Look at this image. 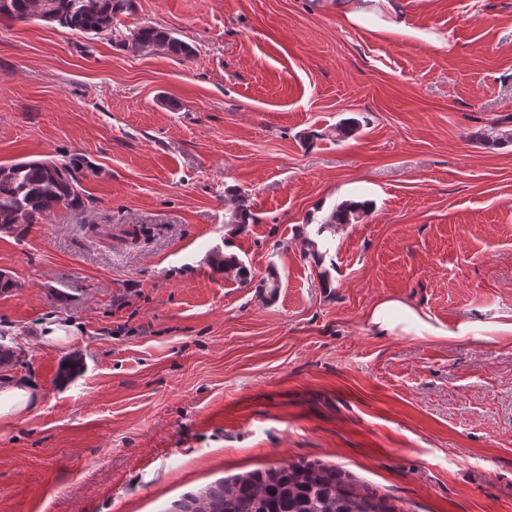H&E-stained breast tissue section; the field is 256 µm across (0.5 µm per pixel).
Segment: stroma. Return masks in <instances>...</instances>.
I'll return each instance as SVG.
<instances>
[{
	"label": "stroma",
	"instance_id": "stroma-1",
	"mask_svg": "<svg viewBox=\"0 0 512 512\" xmlns=\"http://www.w3.org/2000/svg\"><path fill=\"white\" fill-rule=\"evenodd\" d=\"M392 2L406 31L336 0H138L124 26L187 61L0 20V163L80 159L93 200L0 233L8 374L40 392L0 428V512H170L291 460L402 512H512V145L474 139L512 115V0ZM228 188L256 218L240 234ZM346 199L373 209L315 263ZM384 300L437 335L380 334ZM51 321L67 341H40ZM211 262L218 271L224 273L225 280L232 281L241 286L249 284L252 280L251 269L234 255L223 256L216 251L212 253Z\"/></svg>",
	"mask_w": 512,
	"mask_h": 512
}]
</instances>
